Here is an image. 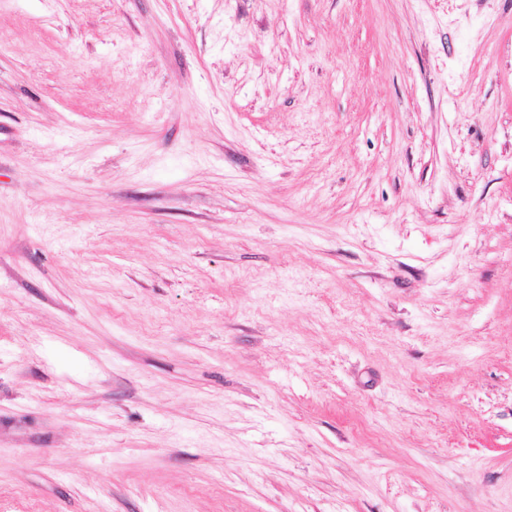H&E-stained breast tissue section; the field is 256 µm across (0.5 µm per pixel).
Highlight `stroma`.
Segmentation results:
<instances>
[{
  "mask_svg": "<svg viewBox=\"0 0 512 512\" xmlns=\"http://www.w3.org/2000/svg\"><path fill=\"white\" fill-rule=\"evenodd\" d=\"M0 512H512V0H0Z\"/></svg>",
  "mask_w": 512,
  "mask_h": 512,
  "instance_id": "35a3bbf8",
  "label": "stroma"
}]
</instances>
